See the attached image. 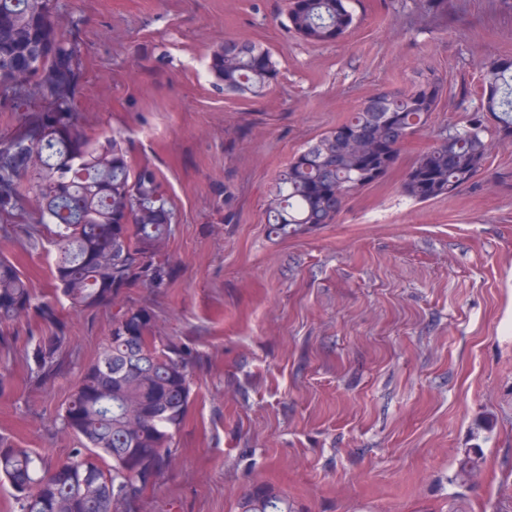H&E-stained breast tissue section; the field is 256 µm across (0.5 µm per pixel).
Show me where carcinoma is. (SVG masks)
I'll return each mask as SVG.
<instances>
[{"mask_svg":"<svg viewBox=\"0 0 512 512\" xmlns=\"http://www.w3.org/2000/svg\"><path fill=\"white\" fill-rule=\"evenodd\" d=\"M44 14L48 0H0V68L19 81L49 61L27 37L15 3ZM288 26L311 43L341 38L353 25L350 0H297ZM247 59L234 40L214 58L213 70L230 95L258 97L274 74L270 53L251 45ZM443 82L419 73L404 90L365 100L342 123L295 155L280 172L268 208L269 231L288 237L336 223L346 202L381 181L396 165L401 146L424 128L439 104ZM512 136V59L489 64L479 106L463 124L440 134L406 172L401 190L426 202L451 198L487 170L500 132ZM39 202V225L0 224V238L33 242L47 228L56 254L55 288L71 307L94 318L107 306L112 332L87 364L61 415L80 447L42 470L25 448L0 435V480L15 492L19 512H132L177 452L189 415L196 353L157 336L156 315L127 301L132 288H167L177 270L167 253L174 213L157 171L133 167L121 136L102 142L78 129L77 114L34 113L0 141V219L24 211L27 194ZM34 319L35 378L61 371L69 327L56 302H34L21 269L0 255V352L17 339L21 319ZM241 512H290L271 491L243 499Z\"/></svg>","mask_w":512,"mask_h":512,"instance_id":"cac0c4a2","label":"carcinoma"}]
</instances>
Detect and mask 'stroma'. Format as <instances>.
<instances>
[{
  "mask_svg": "<svg viewBox=\"0 0 512 512\" xmlns=\"http://www.w3.org/2000/svg\"><path fill=\"white\" fill-rule=\"evenodd\" d=\"M354 25L312 44L285 0H51L50 54L91 139L125 140L175 212L168 288H135L159 336L202 358L179 449L136 512H239L271 488L292 512H512V139L453 198L401 191L415 159L479 104L488 63L512 58V0H352ZM268 49L262 96H228L225 40ZM435 70L427 126L336 223L278 237L267 208L288 161L364 100ZM236 216L224 221V188ZM36 296L55 253L0 240ZM66 369L32 373L26 323L0 353L14 383L0 432L47 462L77 441L60 415L112 330L67 310Z\"/></svg>",
  "mask_w": 512,
  "mask_h": 512,
  "instance_id": "1",
  "label": "stroma"
}]
</instances>
